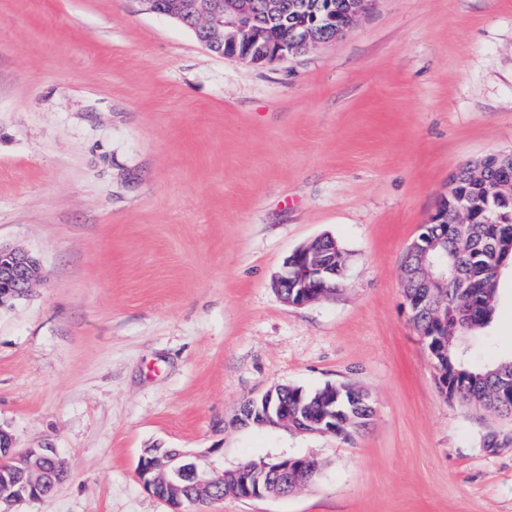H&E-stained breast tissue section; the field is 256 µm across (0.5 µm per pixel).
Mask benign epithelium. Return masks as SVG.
Segmentation results:
<instances>
[{
	"mask_svg": "<svg viewBox=\"0 0 512 512\" xmlns=\"http://www.w3.org/2000/svg\"><path fill=\"white\" fill-rule=\"evenodd\" d=\"M145 10L185 23L188 17L202 25L205 38L202 44L211 52L226 58L239 59L254 65H265L297 55L318 44L344 37L354 22L367 14L377 0H352L347 4L345 19L336 18L333 0H316L298 6L301 13L312 16L290 27L279 26L276 19L282 14L283 0H136ZM474 178L482 190L481 202H473L468 192L461 189L459 173L450 179L448 194L444 196L431 224H511L512 211L502 215L497 208L507 203L512 206V152L490 157L477 167ZM328 240L319 238L296 249L285 261L283 271L275 281L276 290L289 304L301 306L325 298L328 282L336 276V250L326 248ZM444 239L417 236L408 246L404 262L402 287L404 304L410 322L422 316L431 318L430 328L419 331L431 357H436L435 337L448 332V306L439 300V289L448 287V263L437 259L436 249ZM43 277L35 269L30 253L19 248L0 246V307L26 292ZM340 391L327 390L322 415L311 423V433L342 434V423L336 419V402ZM266 411H255L256 400L244 404L237 415L242 427L250 425L278 427V412L271 411L272 391L264 393ZM0 458L17 462L30 458L34 449L23 452L14 449V438L0 441ZM219 448L201 452L181 450L165 452L148 459L140 456L137 475L143 486L157 498L172 504L178 499L180 488L171 476L188 478L192 485L205 493L210 487L231 476L237 483V498H268L278 496V488L291 482L306 480L314 470L315 461L309 457L290 455L282 451L273 465L238 463L224 468V462L214 460Z\"/></svg>",
	"mask_w": 512,
	"mask_h": 512,
	"instance_id": "1",
	"label": "benign epithelium"
}]
</instances>
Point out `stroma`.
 <instances>
[{
	"mask_svg": "<svg viewBox=\"0 0 512 512\" xmlns=\"http://www.w3.org/2000/svg\"><path fill=\"white\" fill-rule=\"evenodd\" d=\"M511 151L512 0H377L264 66L134 0H0V243L47 274L0 308V425L68 466L12 512H172L146 448L323 465L207 512H512V421L440 393L402 297L451 175ZM323 236L340 294L285 303V260ZM510 354L512 265L469 349ZM341 383L372 398L362 433L233 423L275 385Z\"/></svg>",
	"mask_w": 512,
	"mask_h": 512,
	"instance_id": "stroma-1",
	"label": "stroma"
}]
</instances>
